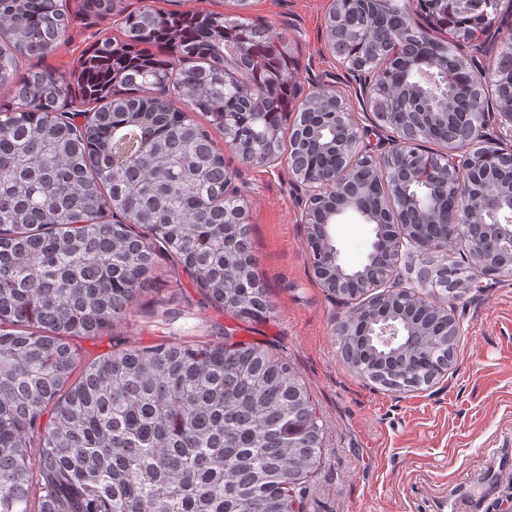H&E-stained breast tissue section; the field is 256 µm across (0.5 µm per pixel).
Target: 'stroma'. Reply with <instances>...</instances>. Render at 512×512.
Here are the masks:
<instances>
[{
	"instance_id": "stroma-1",
	"label": "stroma",
	"mask_w": 512,
	"mask_h": 512,
	"mask_svg": "<svg viewBox=\"0 0 512 512\" xmlns=\"http://www.w3.org/2000/svg\"><path fill=\"white\" fill-rule=\"evenodd\" d=\"M329 0H112L107 15L73 12L44 66L70 73L98 33L122 38L132 10H200L241 16L275 32L295 64L299 98L344 96L360 126L375 117L330 48ZM247 207L254 268L272 311L244 322L208 304L181 264L159 258L142 295L100 337L78 338L79 366L110 350L113 338L145 344L216 342L223 334L257 342L285 359L305 384L324 424L322 453L309 476L307 512H456L460 480L471 483L475 512H512V274L491 276L482 291L455 301L461 328L454 360L430 386L392 392L357 374L341 356L337 329L350 306L315 278L302 193L287 164L247 163L213 132ZM331 232L344 265L361 266L372 225L346 218Z\"/></svg>"
}]
</instances>
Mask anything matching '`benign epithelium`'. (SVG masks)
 Here are the masks:
<instances>
[{
    "instance_id": "7a95c632",
    "label": "benign epithelium",
    "mask_w": 512,
    "mask_h": 512,
    "mask_svg": "<svg viewBox=\"0 0 512 512\" xmlns=\"http://www.w3.org/2000/svg\"><path fill=\"white\" fill-rule=\"evenodd\" d=\"M390 0H364L363 14L376 20L380 28L387 26ZM512 26V13L485 10L476 27L453 36V45L463 49L471 42L497 36L504 27ZM394 66L392 89L405 93L407 102L428 112L433 125H448L447 107L455 92L439 62L437 42L426 28L415 31L414 40L402 49ZM455 71L467 83L489 84L497 88L495 110L500 124L512 132V81L500 74L486 76L468 54L453 55ZM345 67L358 77V94L366 110L374 113L379 130L391 129L399 144L371 141L354 121L346 100L334 93L323 94L321 112L296 114L292 131L294 141L288 157L253 151L252 160L275 165L287 161L306 201L300 223L308 229L310 259L315 277L334 296H346L360 289L381 288L389 282L400 262L398 240L409 235L412 246L439 250L456 237L462 225L479 215L469 238L470 274L450 269L447 263L435 266L438 275L452 282V287L469 290L483 287L484 276L512 273V184H504L501 169L512 167V148L503 147L502 137L487 133L486 112L468 113L464 138H445L448 147L429 164L415 161L419 156L417 142L428 135V129L414 120V112H390L374 106L379 92L372 83L361 78L358 65L347 60ZM414 69L419 81L406 83L405 74ZM328 151L332 163L320 169L305 168L306 153ZM381 171L384 181L400 189L415 185L438 184L426 198L416 194L377 196L373 172ZM352 215L363 224H373L374 240L366 262L355 272L344 271L340 250L328 228L341 217ZM409 288L388 290L384 302L370 316L355 321L357 336H373L383 347H390L402 335L396 312L403 307L401 293Z\"/></svg>"
}]
</instances>
